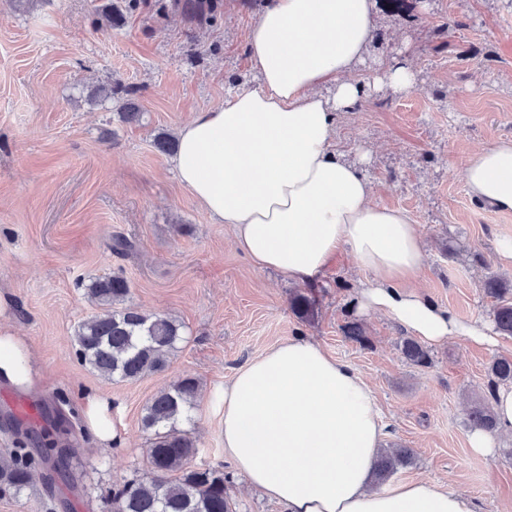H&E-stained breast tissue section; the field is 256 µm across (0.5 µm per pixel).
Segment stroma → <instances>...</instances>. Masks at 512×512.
<instances>
[{
  "label": "stroma",
  "instance_id": "obj_1",
  "mask_svg": "<svg viewBox=\"0 0 512 512\" xmlns=\"http://www.w3.org/2000/svg\"><path fill=\"white\" fill-rule=\"evenodd\" d=\"M96 0H0V327L25 336L39 367L36 390L0 383V453L14 447L5 424L15 401L50 407L65 397L80 408L102 390L124 424L126 445L91 447L83 421L55 432L70 447L68 480L55 495L35 478L20 497H0V512H110L113 488L150 479L149 435L141 417L151 398L182 376L200 383L181 429L199 452L194 466L223 461L219 394L234 371L277 343L301 336L352 364L373 390L389 427L385 447L413 449L399 477L443 482L475 496L482 512L512 501V433L495 457L474 455L467 410L489 394L488 367L512 356V336L488 346L461 339L430 346L432 363L409 365L398 350L406 329L354 302L370 280L346 258L319 281L297 285L255 267L232 230L215 224L180 184L171 155L153 138L175 133L195 113L256 85L247 31L260 6L217 0V22L198 21L186 0H141L123 26H95ZM374 39L355 73L365 79L395 49L409 48L416 88L369 99L339 124L336 147L365 153L372 201L406 212L420 235L422 291L458 320L494 329V301L483 283L512 279L495 243L512 237V212L473 201L460 174L465 158L512 139V0H375ZM447 36H437L443 21ZM120 83L143 114L121 121L116 104L92 99ZM135 244L127 257L108 243ZM123 273L131 302L183 324L169 368L138 381H107L75 354V327L97 313L87 288ZM312 296L313 319L292 312L295 291ZM361 323L360 346L344 326Z\"/></svg>",
  "mask_w": 512,
  "mask_h": 512
}]
</instances>
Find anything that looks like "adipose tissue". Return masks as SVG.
I'll use <instances>...</instances> for the list:
<instances>
[{
  "mask_svg": "<svg viewBox=\"0 0 512 512\" xmlns=\"http://www.w3.org/2000/svg\"><path fill=\"white\" fill-rule=\"evenodd\" d=\"M374 28V0H267L246 38L256 87L178 129L176 176L212 222L230 225L256 267L304 284L343 252L374 275L357 291L363 310L429 344L489 343L484 325L459 321L416 290L425 256L415 225L373 204L361 161L334 147L341 117L361 106L365 88L404 95L417 85L400 53L369 82L354 79ZM463 177L473 199L511 212L512 141L469 158ZM0 380L23 391L36 385L31 347L8 329L0 330ZM221 399L233 470L287 512H480L474 497L437 481L376 485L388 435L376 397L353 365L309 340L282 341L246 362ZM495 412L497 432H470L473 453L493 456L498 432H512V390L498 391ZM83 417L94 447H121L109 395L86 394Z\"/></svg>",
  "mask_w": 512,
  "mask_h": 512,
  "instance_id": "1",
  "label": "adipose tissue"
}]
</instances>
